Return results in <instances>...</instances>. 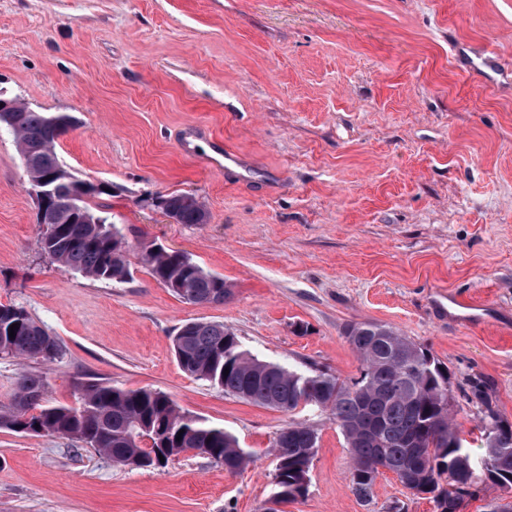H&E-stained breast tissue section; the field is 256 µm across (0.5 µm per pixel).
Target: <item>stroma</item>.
Segmentation results:
<instances>
[{
    "mask_svg": "<svg viewBox=\"0 0 512 512\" xmlns=\"http://www.w3.org/2000/svg\"><path fill=\"white\" fill-rule=\"evenodd\" d=\"M491 48L502 72L485 67ZM0 89L74 115L56 153L132 248L186 252L224 277V304L182 301L147 270L125 283L62 268L38 244L36 203L0 132V303L53 336L49 363L0 355V404L23 371L54 405L109 382L169 394L236 436L231 472L196 452L114 465L88 445L0 428V512H261L269 450L295 419L319 448L284 512H436L392 473L351 490L343 436L197 380L172 340L220 322L259 358L357 377L354 322L388 324L444 363L473 458L487 410L512 423V0H0ZM205 136L182 143L185 125ZM244 159L224 167L226 152ZM185 191L203 224L155 205Z\"/></svg>",
    "mask_w": 512,
    "mask_h": 512,
    "instance_id": "1",
    "label": "stroma"
}]
</instances>
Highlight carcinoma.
I'll return each mask as SVG.
<instances>
[{
    "label": "carcinoma",
    "mask_w": 512,
    "mask_h": 512,
    "mask_svg": "<svg viewBox=\"0 0 512 512\" xmlns=\"http://www.w3.org/2000/svg\"><path fill=\"white\" fill-rule=\"evenodd\" d=\"M76 127L67 113L39 112L0 91V129L11 133L28 181L57 175L60 203L36 223L40 250L60 266L102 281L124 283L131 276L130 250L88 200L105 189L76 178L61 165L58 139ZM158 204L179 224H203L204 203L187 192L158 196ZM137 259L149 274L184 301L222 304L231 295L224 278L180 251L141 247ZM188 289L183 294L176 284ZM18 324L9 337L10 325ZM345 336L360 361V375L342 379L326 369L298 372L263 360L243 348L222 323L190 321L173 338L181 369L246 401L292 413L304 400L328 414L350 450V483L370 499L380 475L393 473L404 488L425 494L437 512H461L466 497L483 484L512 490V426L491 411L499 434L484 435L485 451L474 462L463 447L452 414V384L445 367L426 349L392 327L373 321L347 326ZM59 351L50 336L20 306L0 304V354L22 360H52ZM228 374H223L224 369ZM48 382L23 374L13 402L0 406V427L33 435H62L84 442L118 466L157 467L196 449L228 471L245 469L248 452L222 427L183 411L166 393L112 384L83 387L80 406L47 403ZM152 438V445L143 442ZM181 439H176V436ZM318 449L317 431L302 422L280 429L271 448L276 461L272 498L283 505L306 496Z\"/></svg>",
    "instance_id": "cac0c4a2"
}]
</instances>
